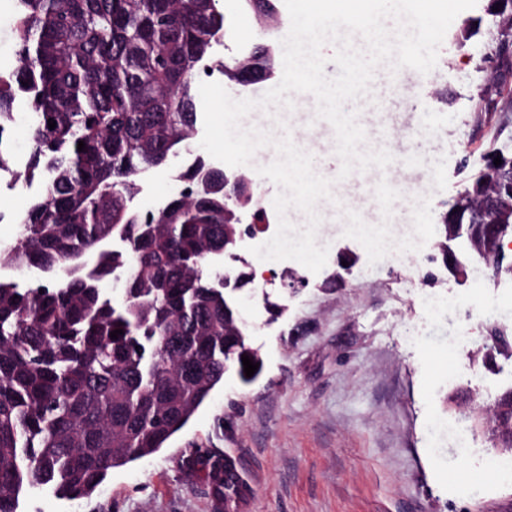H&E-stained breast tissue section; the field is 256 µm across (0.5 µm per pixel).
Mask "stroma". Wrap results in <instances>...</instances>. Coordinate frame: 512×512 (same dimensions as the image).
<instances>
[{
    "mask_svg": "<svg viewBox=\"0 0 512 512\" xmlns=\"http://www.w3.org/2000/svg\"><path fill=\"white\" fill-rule=\"evenodd\" d=\"M488 6L477 0L455 18L433 71L403 68L386 85L401 104L375 146L394 160L353 173L368 189L369 210L350 207L336 186L318 203L325 267L313 273L273 261L275 279L240 293L260 378L246 386L226 373L181 432L114 469L79 512H213L203 472L181 465L195 444L235 459L251 488L239 512H512V482L487 476L490 444L469 429L512 383V358L497 357L491 368L484 357L489 326L512 336V272L470 259L460 277L437 248L441 216L483 155L512 146V122L481 109ZM225 26L217 60L237 56V32L265 40L252 10L228 14ZM293 102L283 115L292 141L306 147L299 129L311 127L323 140L314 169L336 178L332 126L310 125L307 97ZM350 218L363 229L421 225L430 256L422 280L408 276L414 253L396 262L388 250L344 237L338 224Z\"/></svg>",
    "mask_w": 512,
    "mask_h": 512,
    "instance_id": "35a3bbf8",
    "label": "stroma"
}]
</instances>
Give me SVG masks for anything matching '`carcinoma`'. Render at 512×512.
<instances>
[{"mask_svg":"<svg viewBox=\"0 0 512 512\" xmlns=\"http://www.w3.org/2000/svg\"><path fill=\"white\" fill-rule=\"evenodd\" d=\"M219 0H16L17 67L0 73V172L38 179L20 238L0 246V512L27 488L92 495L112 470L153 454L184 429L241 356L260 359L211 258L224 255V170L203 159L173 172L185 190L143 210L139 177L190 148L199 106L192 88L224 34ZM263 23L275 0H248ZM258 62L264 44L231 64ZM25 101L29 153L14 168L16 100ZM56 121L48 127V119ZM84 142L78 151V142ZM122 236L126 247L108 249ZM34 269L22 288L11 273ZM118 284L115 297L101 283ZM121 329L118 338L110 332ZM182 465L206 473L215 512L246 498L224 455L192 448Z\"/></svg>","mask_w":512,"mask_h":512,"instance_id":"cac0c4a2","label":"carcinoma"}]
</instances>
